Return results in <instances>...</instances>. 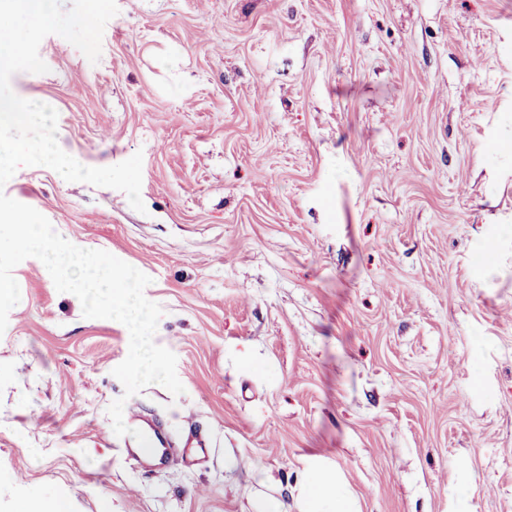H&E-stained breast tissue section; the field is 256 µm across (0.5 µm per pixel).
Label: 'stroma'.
Returning a JSON list of instances; mask_svg holds the SVG:
<instances>
[{"label":"stroma","instance_id":"stroma-1","mask_svg":"<svg viewBox=\"0 0 512 512\" xmlns=\"http://www.w3.org/2000/svg\"><path fill=\"white\" fill-rule=\"evenodd\" d=\"M117 6L98 63L51 34L11 88L82 165L142 153L144 212L46 166L0 190L150 277L184 392L126 405L209 444L116 449L129 331L30 257L0 335V512H298L309 456L361 512H512V0ZM152 444V453L146 452L140 445L137 452L139 461L153 465H167L170 462L175 463L179 458L181 460L186 456L187 448H171L169 441L157 434H146Z\"/></svg>","mask_w":512,"mask_h":512}]
</instances>
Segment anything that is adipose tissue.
I'll return each instance as SVG.
<instances>
[{
    "mask_svg": "<svg viewBox=\"0 0 512 512\" xmlns=\"http://www.w3.org/2000/svg\"><path fill=\"white\" fill-rule=\"evenodd\" d=\"M300 512H357L356 501L336 473L320 460H309L298 487Z\"/></svg>",
    "mask_w": 512,
    "mask_h": 512,
    "instance_id": "1",
    "label": "adipose tissue"
}]
</instances>
